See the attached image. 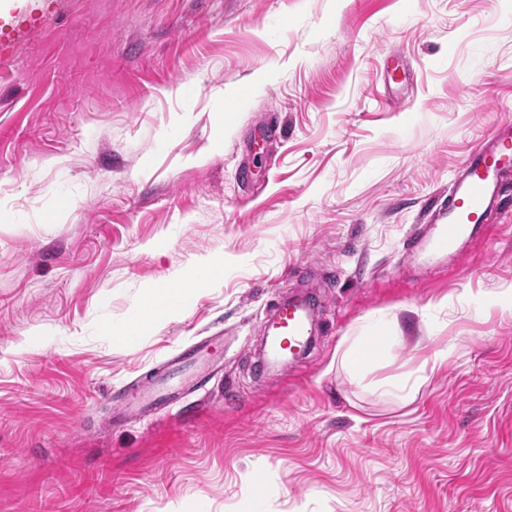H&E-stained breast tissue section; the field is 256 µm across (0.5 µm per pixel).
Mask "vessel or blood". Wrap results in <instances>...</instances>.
<instances>
[{"label":"vessel or blood","instance_id":"1","mask_svg":"<svg viewBox=\"0 0 512 512\" xmlns=\"http://www.w3.org/2000/svg\"><path fill=\"white\" fill-rule=\"evenodd\" d=\"M15 27L0 20V30L21 36L28 26L46 16L45 0H26ZM512 180V122L501 124L458 167L447 195L425 224L409 236L404 253L408 263L424 258H445L485 231L488 212L498 202L505 184ZM313 310L306 294L280 300L272 307L262 327L263 360L266 365L287 369L310 343ZM215 337L193 342L168 359L157 371L141 378L131 394L118 405L123 418L156 417L158 414L189 415L185 396L195 391L207 396L206 384L222 369L209 357Z\"/></svg>","mask_w":512,"mask_h":512}]
</instances>
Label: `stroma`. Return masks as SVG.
I'll return each mask as SVG.
<instances>
[{"mask_svg":"<svg viewBox=\"0 0 512 512\" xmlns=\"http://www.w3.org/2000/svg\"><path fill=\"white\" fill-rule=\"evenodd\" d=\"M49 2L0 53V512H512V186L447 267L404 259L512 121V0ZM207 259L179 314L104 333ZM303 283L317 342L261 368ZM217 332L195 418L113 422ZM343 340L376 342L359 372Z\"/></svg>","mask_w":512,"mask_h":512,"instance_id":"stroma-1","label":"stroma"}]
</instances>
